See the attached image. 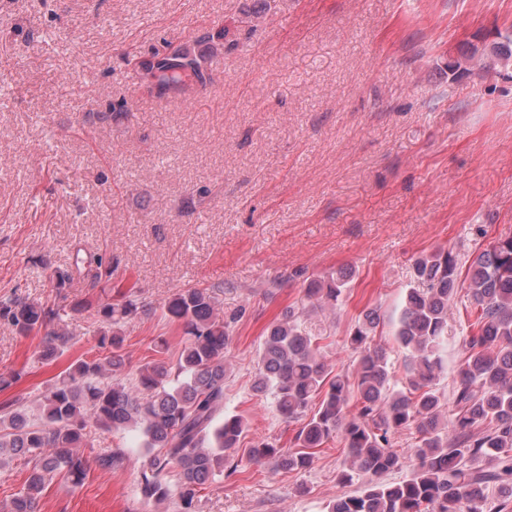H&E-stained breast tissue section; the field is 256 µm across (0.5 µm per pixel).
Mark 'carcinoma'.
Masks as SVG:
<instances>
[{
	"mask_svg": "<svg viewBox=\"0 0 512 512\" xmlns=\"http://www.w3.org/2000/svg\"><path fill=\"white\" fill-rule=\"evenodd\" d=\"M461 53V72L474 64L498 71L512 64V32L498 33L496 52L472 62ZM157 95L183 91L210 81L206 58L187 45L162 58L137 62ZM116 261L100 255L90 269L92 283L112 281ZM418 287L407 289L396 336L409 363L401 388L392 382L386 350L373 344L382 322L377 307L359 316L347 345L356 354L353 368L335 369L322 354L317 335L294 312L271 324L259 345L253 390L273 395L277 413L299 424L293 447L262 439L247 449L254 464L307 470L319 449L338 441L347 450L342 484L366 477L360 490L340 496L328 512H502L504 503L488 500L490 486L512 500V237L498 239L472 256L467 266L449 250L418 257L413 265ZM351 274L332 272L304 284L314 308H334L343 300ZM464 292L476 319L461 338L463 358L447 403L438 388L444 371L448 313ZM218 295L208 288H187L165 302V315L183 326L188 341L173 366L147 362L123 381L122 352L126 320L146 307L132 293L104 298L96 307L98 348L104 355L77 359L40 398L35 409L23 403L0 407V459L23 457L32 464L25 487L8 512H38V501L57 474L82 484L87 460L79 449L92 446V430L135 428L148 455L138 492L146 503L170 496L163 476L179 468L178 512H198L199 492L224 474L237 472L229 451L239 447L247 424L224 413V387L230 366L224 352L231 326L243 310L221 314ZM68 313L40 301L0 300V320L28 335L44 332L42 357L54 361L67 349ZM451 416L445 415V406ZM415 429L410 475L397 483L384 477L402 464L395 436ZM483 458L495 462L479 466ZM127 452L97 455L102 469L120 470Z\"/></svg>",
	"mask_w": 512,
	"mask_h": 512,
	"instance_id": "cac0c4a2",
	"label": "carcinoma"
}]
</instances>
